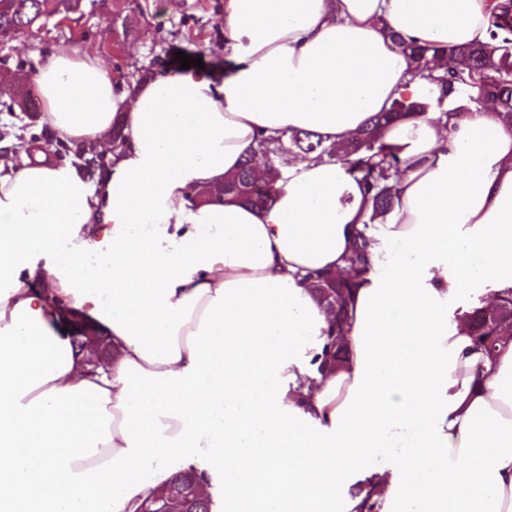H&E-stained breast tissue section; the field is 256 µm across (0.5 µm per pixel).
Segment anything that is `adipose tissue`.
I'll list each match as a JSON object with an SVG mask.
<instances>
[{"instance_id":"1","label":"adipose tissue","mask_w":512,"mask_h":512,"mask_svg":"<svg viewBox=\"0 0 512 512\" xmlns=\"http://www.w3.org/2000/svg\"><path fill=\"white\" fill-rule=\"evenodd\" d=\"M499 0H224L229 77L196 67L120 93L59 50L32 80L60 140L126 145L90 175L26 142L0 162V512H136L196 470L225 512H512V339L461 324L512 290V126L493 106L403 119L384 223L342 166L290 160L263 208L198 205L258 137L339 143L420 96L390 35L492 44ZM345 356L303 276L344 268ZM109 337V367L69 330ZM401 443L399 453L385 450ZM370 239L364 232H360L354 242L353 248L349 254V259L345 269L337 273L334 277L322 276L319 271L307 272L303 279L307 282L316 284L311 293L321 305L327 310L329 304H326L322 298L321 288L323 290L339 288L336 291L337 298L342 302L340 313L342 318H336V323H345L350 319L351 304L354 295V288L361 277L370 269ZM325 291L323 293H325Z\"/></svg>"}]
</instances>
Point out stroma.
<instances>
[{
    "instance_id": "1",
    "label": "stroma",
    "mask_w": 512,
    "mask_h": 512,
    "mask_svg": "<svg viewBox=\"0 0 512 512\" xmlns=\"http://www.w3.org/2000/svg\"><path fill=\"white\" fill-rule=\"evenodd\" d=\"M62 48L96 53L120 91L145 78L179 71L178 53L202 59L218 77L229 74L224 50V0H112L108 7L68 25H48L0 41V75L32 73L39 58ZM39 112L0 103V161L15 160L16 140L40 142L57 153L58 140Z\"/></svg>"
}]
</instances>
